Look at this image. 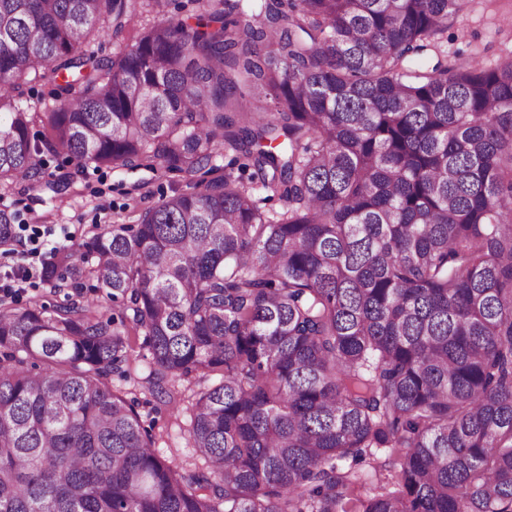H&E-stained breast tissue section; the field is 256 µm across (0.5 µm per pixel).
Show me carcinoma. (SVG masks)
I'll return each instance as SVG.
<instances>
[{
  "instance_id": "obj_1",
  "label": "carcinoma",
  "mask_w": 512,
  "mask_h": 512,
  "mask_svg": "<svg viewBox=\"0 0 512 512\" xmlns=\"http://www.w3.org/2000/svg\"><path fill=\"white\" fill-rule=\"evenodd\" d=\"M165 2L0 0L1 188L61 155L259 179L54 252L63 303L0 300V512H512V57L442 58L465 0H200L88 50ZM138 332L148 390L219 376L198 469L112 389ZM137 7V16L134 22L131 24L132 29L125 31L123 34L112 37L110 34H101L94 38L91 42L89 49L94 50L100 56H110L112 52H115L119 47H123L126 44H131L133 35L143 27L151 25L155 22L162 20H168L176 22L178 20H186L187 17L194 16L197 13V4L191 0H170L164 11L160 14H156L150 9V7L144 6L141 8Z\"/></svg>"
}]
</instances>
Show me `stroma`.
<instances>
[{"instance_id":"obj_1","label":"stroma","mask_w":512,"mask_h":512,"mask_svg":"<svg viewBox=\"0 0 512 512\" xmlns=\"http://www.w3.org/2000/svg\"><path fill=\"white\" fill-rule=\"evenodd\" d=\"M197 12L195 0H169L162 13L138 9L130 31L112 37L94 38L91 50L108 56L129 44L134 31L159 20L178 21ZM448 56L479 61L493 67L512 56V0H470L466 11L448 25V39L442 44ZM45 175L70 174L73 181L62 197L48 191L21 187L0 188V206L19 210L25 218L39 217L54 228L49 246L63 248L91 236L108 224L137 223L141 213L159 200L175 195L189 184L199 182L196 174L171 171L163 165L151 170L128 171L103 167L81 169L70 160L46 158ZM134 359L130 373L113 375L112 387L137 402L146 427L151 428L155 449L161 456L185 464L194 462L188 442L189 404L197 392L211 386V379L181 383L173 397L155 398L141 380L149 371L150 355L142 337L131 339Z\"/></svg>"}]
</instances>
